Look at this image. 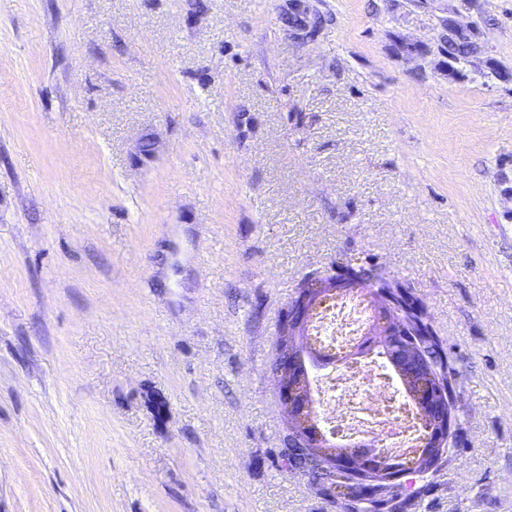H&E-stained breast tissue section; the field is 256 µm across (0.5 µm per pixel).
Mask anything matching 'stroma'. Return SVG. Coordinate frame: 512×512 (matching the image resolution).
Segmentation results:
<instances>
[{
  "instance_id": "stroma-1",
  "label": "stroma",
  "mask_w": 512,
  "mask_h": 512,
  "mask_svg": "<svg viewBox=\"0 0 512 512\" xmlns=\"http://www.w3.org/2000/svg\"><path fill=\"white\" fill-rule=\"evenodd\" d=\"M499 69L512 0H0V512H336L269 364L346 256L456 360L458 459L405 512H512ZM346 265H348L347 258L341 259L340 261H337V263H335L329 270L312 275L308 280L306 288H300V285L296 287V296L294 297L289 309H287L286 316L283 320V323L286 325V327H288L289 323H292L294 321H300V323H303L304 320H306L308 314L305 313L304 309L306 300L300 295V293L298 292V288L301 290L302 293L310 294L309 303L314 309L325 297L332 294L330 288H319V278H324L322 286L325 285L327 282L336 283L337 279H341L342 277L347 275L349 269L348 267H346Z\"/></svg>"
}]
</instances>
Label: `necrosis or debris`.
<instances>
[{"label": "necrosis or debris", "mask_w": 512, "mask_h": 512, "mask_svg": "<svg viewBox=\"0 0 512 512\" xmlns=\"http://www.w3.org/2000/svg\"><path fill=\"white\" fill-rule=\"evenodd\" d=\"M369 316L367 302L357 296H339L319 308L310 333L337 363L316 376L314 397L320 421L331 437L346 445L365 440L383 456L402 459L421 445L417 415L378 359L349 357L365 338Z\"/></svg>", "instance_id": "necrosis-or-debris-1"}]
</instances>
